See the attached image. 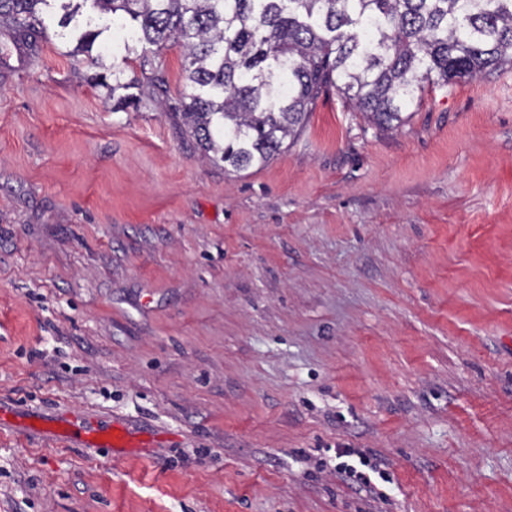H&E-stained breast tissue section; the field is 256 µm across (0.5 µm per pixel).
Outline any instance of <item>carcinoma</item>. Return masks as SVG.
Here are the masks:
<instances>
[{
	"instance_id": "cac0c4a2",
	"label": "carcinoma",
	"mask_w": 512,
	"mask_h": 512,
	"mask_svg": "<svg viewBox=\"0 0 512 512\" xmlns=\"http://www.w3.org/2000/svg\"><path fill=\"white\" fill-rule=\"evenodd\" d=\"M56 8L62 27L76 22V51L93 65L111 24L134 31L106 85L119 106L132 88L169 92L162 68L140 84L122 64L179 49L172 108L198 149L233 172L267 165L329 86L390 130L430 85L512 70V0H0V22L32 51L42 14Z\"/></svg>"
}]
</instances>
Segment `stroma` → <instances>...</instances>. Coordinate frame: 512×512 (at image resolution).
<instances>
[{"instance_id": "stroma-1", "label": "stroma", "mask_w": 512, "mask_h": 512, "mask_svg": "<svg viewBox=\"0 0 512 512\" xmlns=\"http://www.w3.org/2000/svg\"><path fill=\"white\" fill-rule=\"evenodd\" d=\"M2 45L0 512H512V71L228 173L57 17ZM335 460L333 470L358 491H372L380 481L388 482L385 479V465L382 462H371L369 456L359 450L336 449Z\"/></svg>"}]
</instances>
